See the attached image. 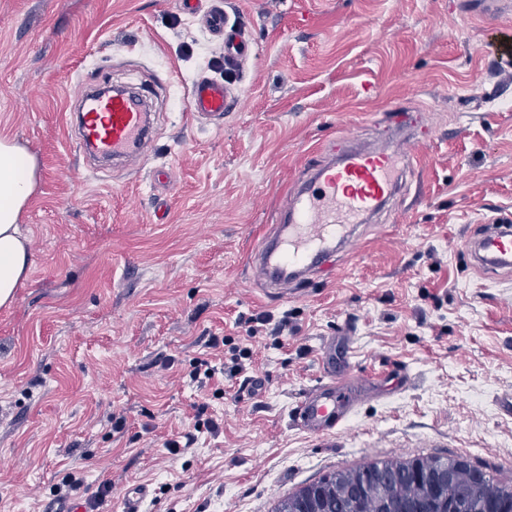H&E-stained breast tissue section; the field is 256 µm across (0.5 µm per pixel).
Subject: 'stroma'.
Returning a JSON list of instances; mask_svg holds the SVG:
<instances>
[{"mask_svg": "<svg viewBox=\"0 0 512 512\" xmlns=\"http://www.w3.org/2000/svg\"><path fill=\"white\" fill-rule=\"evenodd\" d=\"M222 2L250 58L226 60L179 0H0V138L37 160L20 218L34 265L0 308V512H60L69 470L91 492L111 483L99 512H122L135 484L145 512H274L330 473L418 456L512 479V273L484 272L464 243L512 219V0L486 18L467 0ZM201 77L236 100L223 127L188 116ZM126 83L152 106V154L99 169L76 146L78 91ZM401 136L416 161L358 254L265 295L248 262L287 190ZM260 312L296 333L247 337L240 317ZM349 323L353 374L381 386L342 431L305 433L292 409ZM233 346L254 351L255 396L222 374L190 382ZM200 409L219 432L169 454Z\"/></svg>", "mask_w": 512, "mask_h": 512, "instance_id": "1", "label": "stroma"}]
</instances>
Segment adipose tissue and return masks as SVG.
I'll return each mask as SVG.
<instances>
[{
  "label": "adipose tissue",
  "instance_id": "obj_1",
  "mask_svg": "<svg viewBox=\"0 0 512 512\" xmlns=\"http://www.w3.org/2000/svg\"><path fill=\"white\" fill-rule=\"evenodd\" d=\"M36 159L24 148L0 139V307L10 305L15 290L34 264L19 217L34 191Z\"/></svg>",
  "mask_w": 512,
  "mask_h": 512
}]
</instances>
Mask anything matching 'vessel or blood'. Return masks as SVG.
<instances>
[{
    "instance_id": "b4317fda",
    "label": "vessel or blood",
    "mask_w": 512,
    "mask_h": 512,
    "mask_svg": "<svg viewBox=\"0 0 512 512\" xmlns=\"http://www.w3.org/2000/svg\"><path fill=\"white\" fill-rule=\"evenodd\" d=\"M211 30L224 38L226 59L239 60L250 52L239 29L229 24L223 8L208 11ZM231 107L223 83L207 78L188 89L192 119L223 122ZM149 115L128 93H113L96 99L79 121L78 148L104 159L145 155L151 145ZM414 157L401 149L371 151L355 149L338 163L318 168L310 178L286 194L281 222L264 236L250 256V265L269 293L287 295L321 270L334 257L350 256L359 238L357 224L377 212L396 195L402 172L412 167ZM480 244L491 245L483 270L512 268V226L486 225ZM325 382L307 389L293 409L296 425L312 435L341 431L355 410L359 391L373 387L370 379L337 374L336 360L322 354Z\"/></svg>"
}]
</instances>
